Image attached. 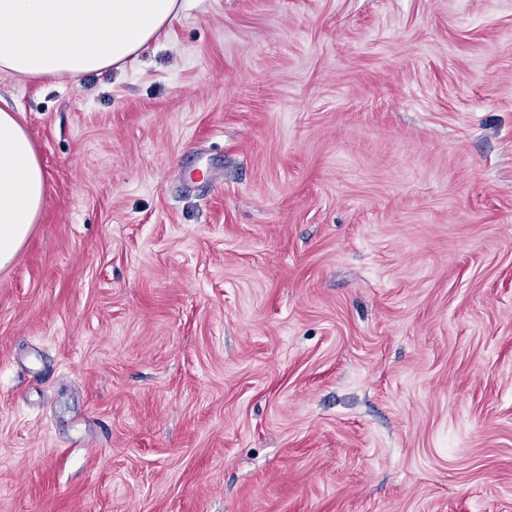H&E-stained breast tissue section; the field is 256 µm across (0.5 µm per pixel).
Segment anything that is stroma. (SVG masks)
Segmentation results:
<instances>
[{
  "label": "stroma",
  "mask_w": 512,
  "mask_h": 512,
  "mask_svg": "<svg viewBox=\"0 0 512 512\" xmlns=\"http://www.w3.org/2000/svg\"><path fill=\"white\" fill-rule=\"evenodd\" d=\"M0 71V512H512V0H185ZM0 107V269L15 258L40 214L46 180L25 128Z\"/></svg>",
  "instance_id": "1"
}]
</instances>
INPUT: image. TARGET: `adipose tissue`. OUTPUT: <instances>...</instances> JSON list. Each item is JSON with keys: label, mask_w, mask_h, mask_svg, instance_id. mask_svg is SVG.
Wrapping results in <instances>:
<instances>
[{"label": "adipose tissue", "mask_w": 512, "mask_h": 512, "mask_svg": "<svg viewBox=\"0 0 512 512\" xmlns=\"http://www.w3.org/2000/svg\"><path fill=\"white\" fill-rule=\"evenodd\" d=\"M181 0H0V71L77 77L119 68L165 33ZM46 194L16 112L0 107V269L29 237Z\"/></svg>", "instance_id": "ef3b65f1"}]
</instances>
